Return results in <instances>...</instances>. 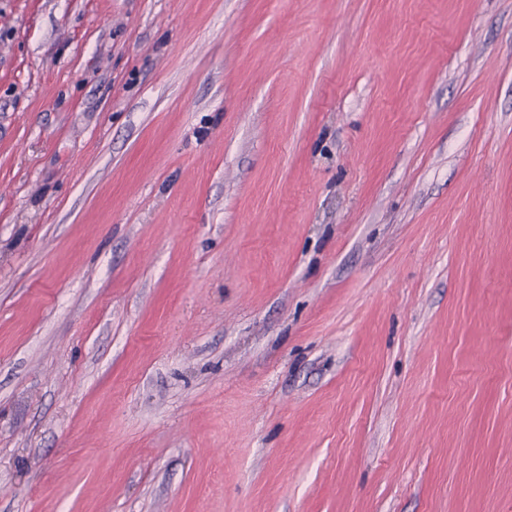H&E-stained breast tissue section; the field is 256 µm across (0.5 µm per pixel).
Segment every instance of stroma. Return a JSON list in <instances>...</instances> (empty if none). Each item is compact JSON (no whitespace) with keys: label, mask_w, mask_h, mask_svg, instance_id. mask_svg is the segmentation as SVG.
<instances>
[{"label":"stroma","mask_w":512,"mask_h":512,"mask_svg":"<svg viewBox=\"0 0 512 512\" xmlns=\"http://www.w3.org/2000/svg\"><path fill=\"white\" fill-rule=\"evenodd\" d=\"M0 512H512V0H0Z\"/></svg>","instance_id":"35a3bbf8"}]
</instances>
